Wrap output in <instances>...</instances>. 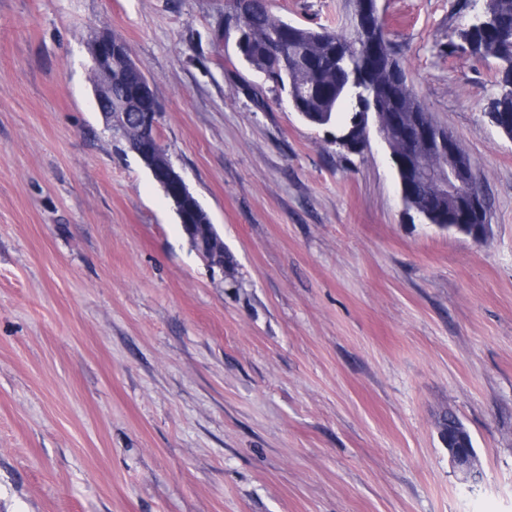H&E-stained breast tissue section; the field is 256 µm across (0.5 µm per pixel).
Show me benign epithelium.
I'll return each mask as SVG.
<instances>
[{
  "instance_id": "obj_1",
  "label": "benign epithelium",
  "mask_w": 512,
  "mask_h": 512,
  "mask_svg": "<svg viewBox=\"0 0 512 512\" xmlns=\"http://www.w3.org/2000/svg\"><path fill=\"white\" fill-rule=\"evenodd\" d=\"M352 5L351 24L361 33L370 36L359 48V52L380 60L387 59L385 45L374 36L382 16L379 0H352ZM89 53L93 70L101 83V89L95 92L96 105L106 124L111 125L112 63L115 60L128 62L125 46L111 32L104 31L91 43ZM160 112L162 106L153 84L147 77H141L136 111L121 113L130 148L149 169L156 182L177 188V195L172 198L176 213H181L180 207L187 205L196 216L194 223H181L190 246L209 268L222 271L224 241L215 232L207 212L191 193L182 175L173 167L158 140ZM370 116L369 112L362 113L360 124L337 136L336 142L344 147L351 142L364 145L369 135ZM487 116L496 128L512 139L511 112H489ZM378 130L385 140L401 142V150L390 154L399 178L401 198L409 196L411 183H429L436 187L439 197L455 202L453 209L436 218L428 212H420L418 216L443 230L464 233L469 231L475 242L485 240L490 230L486 197L454 134L445 127L427 121L419 112H413L406 118L393 112L389 116V125L385 127L380 124ZM423 149H430L439 156L438 167H414V162ZM457 438L458 445L448 446V453L463 474V482L472 488L481 478L475 450L465 429H458Z\"/></svg>"
}]
</instances>
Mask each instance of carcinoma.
Listing matches in <instances>:
<instances>
[{"mask_svg": "<svg viewBox=\"0 0 512 512\" xmlns=\"http://www.w3.org/2000/svg\"><path fill=\"white\" fill-rule=\"evenodd\" d=\"M233 13L229 21L247 29L253 39L255 50L252 64L267 68L278 74L280 82L273 86L287 90L289 82L298 79L301 62L294 60L290 47L297 43L308 52V79L314 93L301 99H290L293 111L307 122L317 126H347L353 114L359 111L356 98L368 99L372 88L355 89L350 86L349 74L359 71L364 59L357 53L361 36L346 23L334 27L322 26L318 30L296 26L288 28V22L275 16L266 2L246 3L232 0ZM492 26L501 36L493 40L482 36L478 29L466 26L455 30L456 40L449 43L448 54L458 49V40H469L475 44V55L497 66L500 80L512 79V0H490ZM392 72L381 73L378 79L402 80L404 99L387 104L385 111H425L415 92L408 84L406 71L395 54H390ZM138 75L125 82L112 84V107L116 108L132 98L133 86Z\"/></svg>", "mask_w": 512, "mask_h": 512, "instance_id": "1", "label": "carcinoma"}]
</instances>
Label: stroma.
Here are the masks:
<instances>
[{
	"label": "stroma",
	"mask_w": 512,
	"mask_h": 512,
	"mask_svg": "<svg viewBox=\"0 0 512 512\" xmlns=\"http://www.w3.org/2000/svg\"><path fill=\"white\" fill-rule=\"evenodd\" d=\"M462 2L380 5L480 181L481 243L406 211L378 131L349 152L278 104L224 40L228 0H0V512H512V140L493 66L444 54ZM268 4L306 27L351 9ZM104 30L233 278L97 111ZM457 438L460 446H451L448 436H441L448 448V453L452 462L463 474V482L469 483V488H473L480 482L481 472L478 468L475 450L470 444L468 432L462 427L457 426Z\"/></svg>",
	"instance_id": "35a3bbf8"
}]
</instances>
